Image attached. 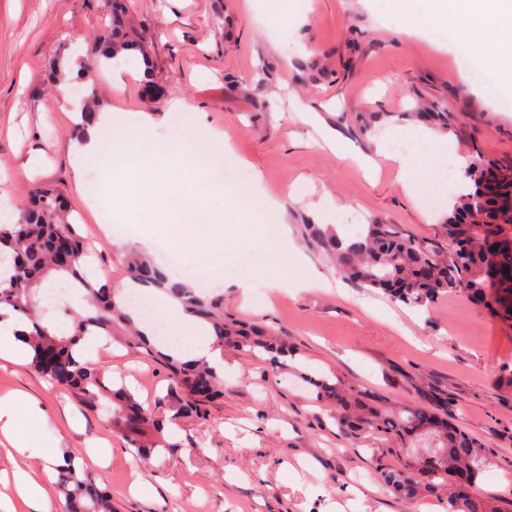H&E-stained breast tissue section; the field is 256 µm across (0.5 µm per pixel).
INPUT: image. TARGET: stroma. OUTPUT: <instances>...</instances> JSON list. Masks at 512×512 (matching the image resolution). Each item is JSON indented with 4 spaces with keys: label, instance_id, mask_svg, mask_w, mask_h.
Listing matches in <instances>:
<instances>
[{
    "label": "stroma",
    "instance_id": "stroma-1",
    "mask_svg": "<svg viewBox=\"0 0 512 512\" xmlns=\"http://www.w3.org/2000/svg\"><path fill=\"white\" fill-rule=\"evenodd\" d=\"M112 0H0V199L25 203L41 186L68 199L81 233L95 247L90 274L110 288L128 282L125 237L100 221L85 188L74 179L70 147L80 116L64 104L55 75L73 74L105 27ZM303 17L283 28L284 15ZM132 18L151 49L149 63L131 57L121 72H100L101 109L112 133L151 113L158 140L184 126L224 131L234 151L224 157L225 196L209 194L214 173L197 191L224 221L241 220L238 201L261 176L275 199L256 216L247 243L224 241L226 262L204 286L222 296L224 310L273 326L297 348L286 366L224 350V396L207 421L166 424L165 448L131 467L126 441L112 431L108 406L89 410L53 387L29 362L0 359V394L23 390L42 415L28 448L0 445V503L30 512L16 497L13 473L23 468L60 500L52 457L74 455L107 489L119 512H436L438 492L409 503L382 484L379 467L397 468L398 455L376 460L370 449L340 436L332 413L316 399L306 376L341 379L379 395L382 408L431 406L452 395L448 419L486 444L478 485L493 504L512 503V325L490 318L462 297L416 309L343 277L307 236L308 223L344 227L382 222L431 237L446 208L416 207L378 158L376 146L393 132L418 131L417 103L446 104L457 126L455 153L512 161V99L490 96L459 63L452 43L428 40L411 0H136ZM269 66L272 76L254 75ZM159 86L145 96L144 73ZM187 100L191 111L172 108ZM288 258L307 289L279 288L267 266ZM250 279L249 293L233 281ZM106 379H124L144 407L168 413L167 372L144 350L119 345L96 353Z\"/></svg>",
    "mask_w": 512,
    "mask_h": 512
}]
</instances>
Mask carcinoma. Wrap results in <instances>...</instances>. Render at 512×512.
Segmentation results:
<instances>
[{"label": "carcinoma", "mask_w": 512, "mask_h": 512, "mask_svg": "<svg viewBox=\"0 0 512 512\" xmlns=\"http://www.w3.org/2000/svg\"><path fill=\"white\" fill-rule=\"evenodd\" d=\"M106 28L112 40L94 41L96 62L80 67L86 119L99 107L95 73L100 66L118 63L129 51L149 61V50L131 23L128 0H112ZM420 120L452 130L454 116L441 105L418 112ZM467 191L460 194L437 236L423 238L396 224H365L353 238L340 236L334 224H308L307 235L331 258L339 272L364 288L381 290L413 308H431L449 296H461L486 308L491 317L512 323V164L476 160L466 171ZM495 247H487L488 242ZM88 247L79 225L70 218L68 202L58 190L39 187L19 209L11 224H0V261L9 265L0 273V306L11 308L31 322L26 341L32 349L31 366L55 387L75 394L89 409L112 404V432L148 456L160 446L152 433L162 431L156 415L146 410L124 385L105 381L96 364L74 355L86 336H104L111 344L133 343L167 371L175 389L174 418L206 419L207 409L222 392L217 371L203 361H180L159 350L132 325L112 290L85 274ZM127 271L142 286L156 287L177 298L195 317L210 324L219 346L229 345L253 355H265L278 365L292 349L286 338L263 323L241 321L224 314V299L202 294L170 277L150 259L130 253ZM83 294L87 307L74 315L68 335L55 332L44 321L47 307L38 292L51 276ZM318 398L336 403L335 422L355 444L366 445L378 457L400 452L403 466L380 469L385 484L399 498L415 501L436 485L424 474L439 475L448 485V512H497L495 505L475 492L456 489L464 471L475 485L488 460L485 444L421 406L382 409L370 395L343 382H314ZM59 469L58 487L68 512H117L108 491L98 488L86 469L66 455Z\"/></svg>", "instance_id": "1"}]
</instances>
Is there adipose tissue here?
<instances>
[{"mask_svg": "<svg viewBox=\"0 0 512 512\" xmlns=\"http://www.w3.org/2000/svg\"><path fill=\"white\" fill-rule=\"evenodd\" d=\"M423 19L447 27L457 50L471 61L492 71L499 80L503 96L512 97V0H422ZM419 151L435 155L448 153L445 136L422 131ZM419 151L399 147L396 142H383L381 155L392 159L398 167V180L411 188L412 174L417 166ZM154 318L143 316L136 305H127L142 334L158 339L167 331L172 340L167 347L172 356L203 360L221 367L222 351L214 342L209 328L181 304L161 291H153ZM29 325L11 311L0 312V358L14 361L26 359L30 350L24 340ZM40 421L32 399L23 392L0 397V435L16 449L26 448L29 438Z\"/></svg>", "mask_w": 512, "mask_h": 512, "instance_id": "adipose-tissue-1", "label": "adipose tissue"}]
</instances>
